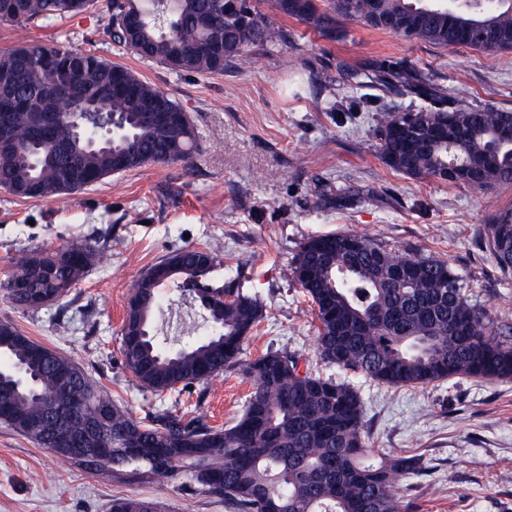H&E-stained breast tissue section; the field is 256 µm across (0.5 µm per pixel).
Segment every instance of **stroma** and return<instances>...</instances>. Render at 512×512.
Wrapping results in <instances>:
<instances>
[{
  "label": "stroma",
  "mask_w": 512,
  "mask_h": 512,
  "mask_svg": "<svg viewBox=\"0 0 512 512\" xmlns=\"http://www.w3.org/2000/svg\"><path fill=\"white\" fill-rule=\"evenodd\" d=\"M103 4L64 18L0 24V52L55 43L132 70L175 98L196 127L190 163L147 164L62 198L18 199L0 191V280L19 250L94 238L105 258L63 300L24 312L0 296V320L79 363L135 417L169 411L205 415L221 428L252 390L242 363L290 350L319 366L313 306L289 276L301 243L321 233H359L399 253L448 261L470 285L471 302L494 324L512 323V274L480 245L488 218L512 206V185L479 194L463 184L417 181L379 158L376 116L416 97L385 96L324 71L399 65L418 80L478 105L512 109V51L440 48L340 21L343 36L319 37L285 18L290 44L253 54L246 68L176 74L116 46ZM214 247L220 279H239L264 305L239 367L189 389L140 386L121 354L129 298L149 266L182 248ZM208 313L176 287L161 291L158 344L179 348L207 330ZM369 448L421 456L413 512H512V382L460 379L419 388L363 385ZM164 483L93 475L0 423V512H108L113 496L160 501L164 512H231Z\"/></svg>",
  "instance_id": "obj_1"
}]
</instances>
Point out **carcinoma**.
Segmentation results:
<instances>
[{"mask_svg": "<svg viewBox=\"0 0 512 512\" xmlns=\"http://www.w3.org/2000/svg\"><path fill=\"white\" fill-rule=\"evenodd\" d=\"M94 0H0V23L22 25L64 17ZM396 16L394 33L439 47L487 53L512 50V0H380ZM147 7L134 49L119 17ZM114 43L175 73H222L244 68L257 50L288 43L277 22H303L327 40L339 36L336 19L377 25L360 0H273L274 16L250 0H178L176 30L156 23L153 0H109ZM365 85L386 95L444 101L447 93L413 82L400 67L376 68ZM183 108L131 70L89 52L52 45H17L0 53V190L18 198L73 194L91 182L148 163L174 164L192 154L196 130L188 117L150 123L137 106L146 99ZM83 115L85 134L71 133V112ZM113 115L124 134L110 145L91 144ZM380 156L405 177L451 184L452 169L479 175L469 187L489 193L512 184V110L465 103L385 109L376 118ZM481 242L505 273H512V206L489 218ZM99 241L84 239L52 250H22L0 292L14 308L38 311L72 292L101 260ZM209 248L186 247L147 268L134 289L122 333L125 366L140 385L164 392L215 377L239 364L243 341L263 316V305L236 280L222 284ZM402 269L405 281L392 282ZM291 274L314 307L316 349L324 368L301 367L291 351H269L244 364L252 392L241 416L224 429L204 416L152 413L132 418L84 368L61 352L0 320V414L3 423L57 457L93 474L168 481L186 472V493L224 500L233 512H406L404 492L424 472L414 455L367 448L359 389L336 379V368L390 387H419L455 378L512 381V325L489 331L485 313L466 295L469 285L445 260L421 252L398 254L356 233L308 237ZM175 283L209 314L206 334L171 353L153 342L160 288ZM100 427L90 458L60 443L62 434ZM109 512H162L159 501L114 496Z\"/></svg>", "mask_w": 512, "mask_h": 512, "instance_id": "1", "label": "carcinoma"}]
</instances>
